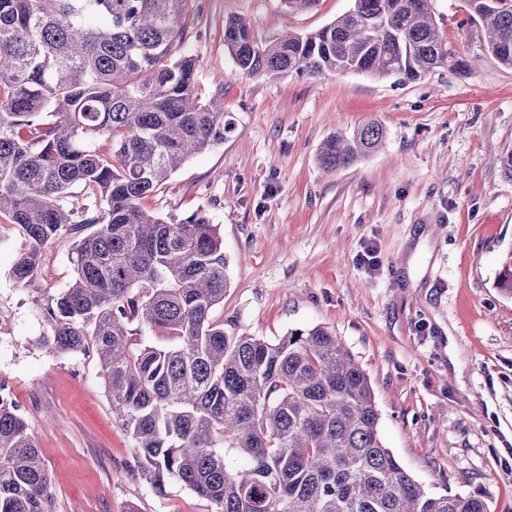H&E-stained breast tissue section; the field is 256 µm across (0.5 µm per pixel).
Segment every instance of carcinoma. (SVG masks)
Segmentation results:
<instances>
[{"mask_svg": "<svg viewBox=\"0 0 512 512\" xmlns=\"http://www.w3.org/2000/svg\"><path fill=\"white\" fill-rule=\"evenodd\" d=\"M194 0H0V214L29 246L11 271L39 281L44 246L71 237L75 277L45 291L42 343L97 356L112 417L158 495L178 482L214 512H491L482 496L427 491L379 434L371 384L324 327L276 343L229 335L214 312L229 286L218 225L178 222L144 200L236 130L198 94ZM309 34L255 36L224 24L236 68L254 76L357 72L412 82L447 64L430 0H352ZM486 48L512 67V0H467ZM367 124L322 145L326 171L376 148ZM105 138L112 152L96 147ZM99 194L76 217L77 187ZM233 455L238 465L228 467ZM49 472L20 405L0 385V512H52Z\"/></svg>", "mask_w": 512, "mask_h": 512, "instance_id": "obj_1", "label": "carcinoma"}]
</instances>
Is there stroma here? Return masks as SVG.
<instances>
[{"mask_svg":"<svg viewBox=\"0 0 512 512\" xmlns=\"http://www.w3.org/2000/svg\"><path fill=\"white\" fill-rule=\"evenodd\" d=\"M191 51L202 98L220 94L237 129L189 161L144 203L178 221L219 225L229 287L217 309L228 333L277 342L333 332L366 374L386 448L431 492L482 493L512 512V296L496 285L512 256V68L484 47L465 0H435L448 48L468 72L437 68L413 82L365 74L317 79L239 73L224 23L255 35L310 33L351 0L284 14L280 0H198ZM381 146L324 172L322 142L368 123ZM375 246L379 267L361 261ZM28 248L0 239V380L25 403L51 478L53 512H212L173 483L157 495L138 475L113 420L94 355L41 347L39 297L10 272ZM48 292L74 278L72 241L43 249Z\"/></svg>","mask_w":512,"mask_h":512,"instance_id":"stroma-1","label":"stroma"}]
</instances>
